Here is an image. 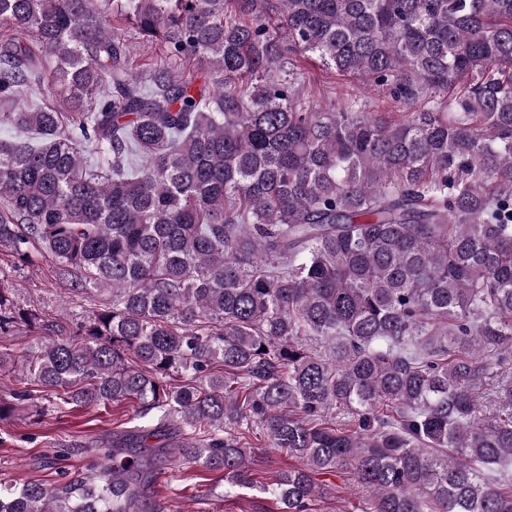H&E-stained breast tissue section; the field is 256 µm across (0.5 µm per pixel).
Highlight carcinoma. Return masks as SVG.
Wrapping results in <instances>:
<instances>
[{
    "label": "carcinoma",
    "mask_w": 512,
    "mask_h": 512,
    "mask_svg": "<svg viewBox=\"0 0 512 512\" xmlns=\"http://www.w3.org/2000/svg\"><path fill=\"white\" fill-rule=\"evenodd\" d=\"M125 26L198 74L140 75ZM302 56L401 112L317 111ZM0 107V251L108 295L73 330L0 283L55 404L135 400L122 444L166 432L279 512L321 475L362 512H512V0H0ZM255 425L298 460L270 482ZM86 452L0 512H138L147 461Z\"/></svg>",
    "instance_id": "1"
}]
</instances>
